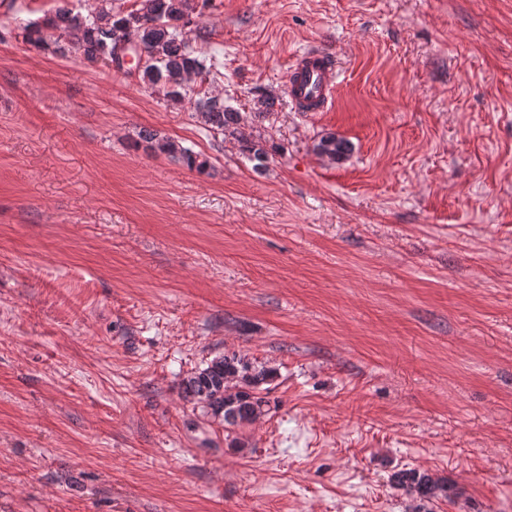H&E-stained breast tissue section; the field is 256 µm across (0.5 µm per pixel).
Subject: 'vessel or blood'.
Segmentation results:
<instances>
[{"label": "vessel or blood", "mask_w": 512, "mask_h": 512, "mask_svg": "<svg viewBox=\"0 0 512 512\" xmlns=\"http://www.w3.org/2000/svg\"><path fill=\"white\" fill-rule=\"evenodd\" d=\"M338 76L335 55L320 49L305 51L290 69L288 96L298 111H324L334 98Z\"/></svg>", "instance_id": "1"}]
</instances>
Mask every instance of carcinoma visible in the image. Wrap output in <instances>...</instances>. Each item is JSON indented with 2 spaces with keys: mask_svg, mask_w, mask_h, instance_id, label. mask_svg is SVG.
Here are the masks:
<instances>
[{
  "mask_svg": "<svg viewBox=\"0 0 512 512\" xmlns=\"http://www.w3.org/2000/svg\"><path fill=\"white\" fill-rule=\"evenodd\" d=\"M110 3L112 0H101V7L86 15L63 9L41 23H28L24 26L25 40L37 48L53 45L56 51L91 66L102 62L117 69L123 68L126 56L145 53V65L137 70L129 68L127 72L135 71L145 84L163 88L170 104L189 105L210 129L230 133L242 153L257 161V166H263L267 152L256 139L254 126L224 104L223 99L202 95L190 86L192 77L208 75L214 68L212 64L206 65L207 57L182 35L198 8L195 0H139L138 8L129 12L114 11ZM274 104L273 95L258 96L252 120L265 119ZM143 140L153 151L200 174L210 166L207 159L169 137L147 131ZM317 150L340 160L347 154L348 146L329 133L320 139ZM275 378V370L256 366L233 354L212 359L205 368L183 380L182 388L185 397L202 405L224 426H241L270 411V402L259 391ZM393 483L421 501L447 492L444 480L416 469L395 473Z\"/></svg>",
  "mask_w": 512,
  "mask_h": 512,
  "instance_id": "1",
  "label": "carcinoma"
}]
</instances>
